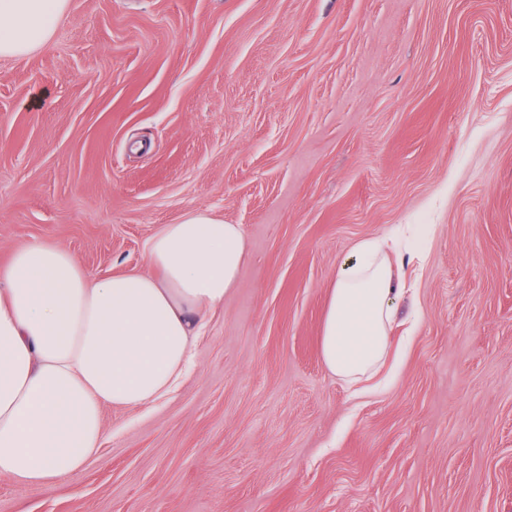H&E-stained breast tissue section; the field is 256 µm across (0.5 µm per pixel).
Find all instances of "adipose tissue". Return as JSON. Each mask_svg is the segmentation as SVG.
<instances>
[{
	"instance_id": "ef3b65f1",
	"label": "adipose tissue",
	"mask_w": 512,
	"mask_h": 512,
	"mask_svg": "<svg viewBox=\"0 0 512 512\" xmlns=\"http://www.w3.org/2000/svg\"><path fill=\"white\" fill-rule=\"evenodd\" d=\"M67 3L0 0V56L46 42ZM244 254L240 226L207 211L163 225L147 274L96 278L60 246L17 247L0 267V476L35 487L75 476L101 448L104 405L169 394ZM399 293L380 242L356 245L336 270L322 323L331 375L354 385L379 372Z\"/></svg>"
}]
</instances>
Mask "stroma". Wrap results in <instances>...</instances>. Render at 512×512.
I'll return each instance as SVG.
<instances>
[{"mask_svg":"<svg viewBox=\"0 0 512 512\" xmlns=\"http://www.w3.org/2000/svg\"><path fill=\"white\" fill-rule=\"evenodd\" d=\"M195 210L245 257L194 370L0 512H512V0H68L0 57V264L146 274ZM408 224L393 378L349 386L331 281Z\"/></svg>","mask_w":512,"mask_h":512,"instance_id":"35a3bbf8","label":"stroma"}]
</instances>
